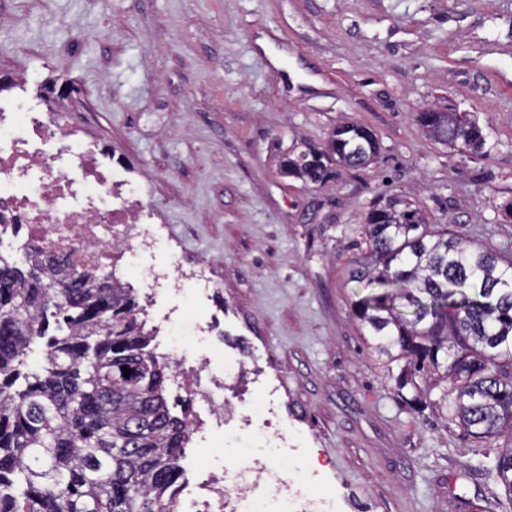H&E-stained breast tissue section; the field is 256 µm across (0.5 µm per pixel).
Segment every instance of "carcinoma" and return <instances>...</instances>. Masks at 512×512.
I'll return each instance as SVG.
<instances>
[{"mask_svg": "<svg viewBox=\"0 0 512 512\" xmlns=\"http://www.w3.org/2000/svg\"><path fill=\"white\" fill-rule=\"evenodd\" d=\"M418 125L484 152L478 121L463 113ZM379 155L372 131L342 125L323 149L285 157L281 173L317 185L337 164ZM360 234L367 250L349 277L370 292L351 309L397 395L480 441L511 430L512 261L499 265L396 197L369 209ZM143 312L132 289L68 256L0 255V512H166L191 440L190 401L169 402L171 367L151 348ZM482 468L512 492V448Z\"/></svg>", "mask_w": 512, "mask_h": 512, "instance_id": "cac0c4a2", "label": "carcinoma"}]
</instances>
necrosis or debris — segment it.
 I'll return each mask as SVG.
<instances>
[{
  "mask_svg": "<svg viewBox=\"0 0 512 512\" xmlns=\"http://www.w3.org/2000/svg\"><path fill=\"white\" fill-rule=\"evenodd\" d=\"M24 224L34 251L54 248L90 272L111 273L114 267L135 269L156 287L178 290L181 283L210 282L208 265L184 267L177 258L161 266H143L144 255L159 249L141 199L139 182L113 170L97 147L61 121H44L11 99H0V213ZM172 315H163L156 333L173 376L186 384L196 432L224 429L237 407L226 396L230 379L223 361L209 353L188 352L174 339ZM288 453L285 435L247 424L240 448L231 460L196 471L177 512H270L278 502L283 512H334L335 501L302 496L284 475ZM246 455L247 467L234 464ZM268 495H255L258 486Z\"/></svg>",
  "mask_w": 512,
  "mask_h": 512,
  "instance_id": "4bbe7bcc",
  "label": "necrosis or debris"
}]
</instances>
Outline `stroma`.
Returning <instances> with one entry per match:
<instances>
[{
    "instance_id": "1",
    "label": "stroma",
    "mask_w": 512,
    "mask_h": 512,
    "mask_svg": "<svg viewBox=\"0 0 512 512\" xmlns=\"http://www.w3.org/2000/svg\"><path fill=\"white\" fill-rule=\"evenodd\" d=\"M81 126L141 183L151 221L214 287L150 301L218 325L228 395L295 436L289 479L343 512H512L484 443L397 398L352 320L349 266L371 203L512 259V0H0V77ZM65 96L50 98V85ZM426 105L478 119L481 157L431 139ZM357 123L379 159L322 185L280 173Z\"/></svg>"
}]
</instances>
